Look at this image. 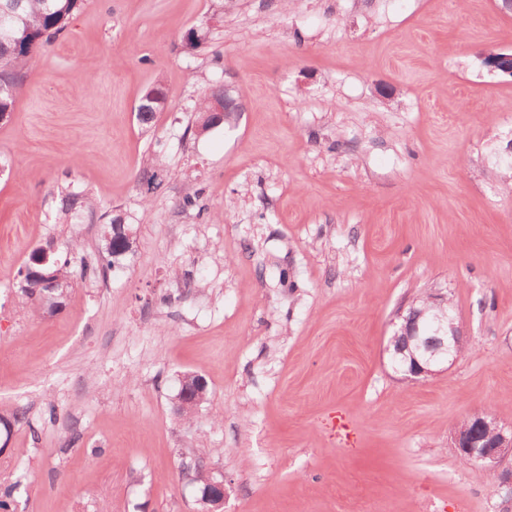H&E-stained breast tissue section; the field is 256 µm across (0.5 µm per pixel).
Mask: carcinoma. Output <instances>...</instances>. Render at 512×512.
Instances as JSON below:
<instances>
[{"instance_id":"cac0c4a2","label":"carcinoma","mask_w":512,"mask_h":512,"mask_svg":"<svg viewBox=\"0 0 512 512\" xmlns=\"http://www.w3.org/2000/svg\"><path fill=\"white\" fill-rule=\"evenodd\" d=\"M8 10L3 21V35L0 36V113L13 112L14 103L20 92L21 68L29 62L44 46L55 41L67 28L68 20L79 8L80 0H0V5ZM224 98V86L211 88L203 99L200 108V129L207 130L210 111L215 100ZM62 210H86L95 214L96 206L91 200L76 193H68L61 198ZM114 221L103 224L102 256L99 262L84 269V275L97 277L105 275L113 266L115 252L112 250V225ZM37 251H32L28 260L17 271V278L30 275L31 270L48 271L55 277L71 279L67 263L56 260L43 267L33 264Z\"/></svg>"}]
</instances>
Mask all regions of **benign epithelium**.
Listing matches in <instances>:
<instances>
[{
    "mask_svg": "<svg viewBox=\"0 0 512 512\" xmlns=\"http://www.w3.org/2000/svg\"><path fill=\"white\" fill-rule=\"evenodd\" d=\"M236 101L230 89L224 88V100L213 102L211 108L213 126L224 123L227 112L235 109ZM71 283L61 281L51 273L36 272L28 280L29 288L41 310L53 312L57 300L66 296ZM426 311L409 309L403 323L391 337L392 358L399 361L401 371L410 377H426L441 371L460 355L463 338L455 325L448 324V313L437 317L436 343L420 344L419 332ZM457 455L466 458L479 471L493 467L500 460L512 456V427L500 424L492 415L474 413L459 424L452 438ZM206 497L213 508L208 512H220L224 505V479L207 482Z\"/></svg>",
    "mask_w": 512,
    "mask_h": 512,
    "instance_id": "obj_1",
    "label": "benign epithelium"
}]
</instances>
